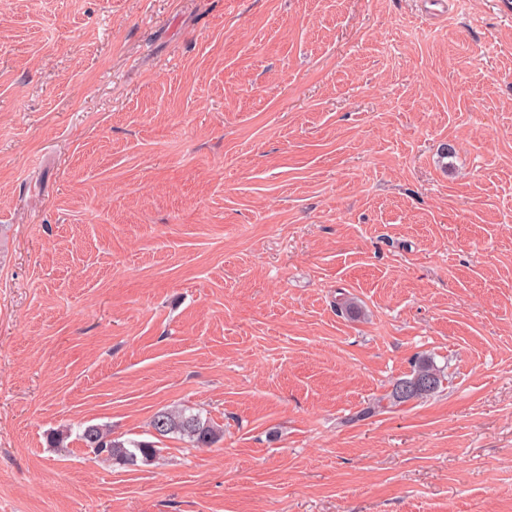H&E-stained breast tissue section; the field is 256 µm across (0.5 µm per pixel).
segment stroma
<instances>
[{
	"mask_svg": "<svg viewBox=\"0 0 512 512\" xmlns=\"http://www.w3.org/2000/svg\"><path fill=\"white\" fill-rule=\"evenodd\" d=\"M0 512H512L496 0H0ZM442 384L440 371L426 360L415 362L412 372L399 378L394 384L389 395V400L403 403L416 398H424L433 395ZM150 426L155 438L179 435L194 448L209 447L220 439L219 429L209 420H203L200 414L184 408L158 410ZM80 440L95 457L111 460L125 467L137 466L139 462L147 464L160 452L157 442L113 439L111 430L101 425L86 426L80 434Z\"/></svg>",
	"mask_w": 512,
	"mask_h": 512,
	"instance_id": "stroma-1",
	"label": "stroma"
}]
</instances>
